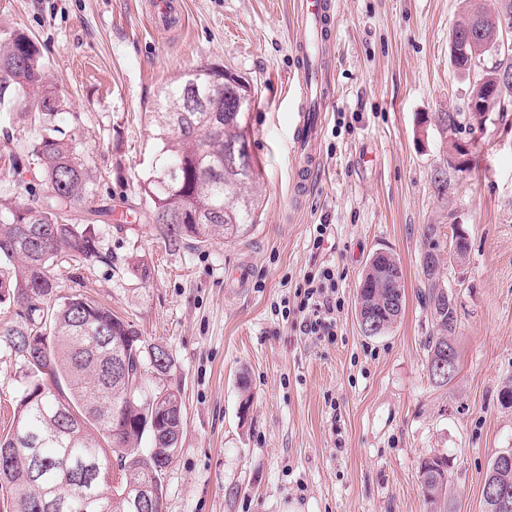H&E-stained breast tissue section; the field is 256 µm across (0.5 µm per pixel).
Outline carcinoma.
<instances>
[{"label": "carcinoma", "mask_w": 512, "mask_h": 512, "mask_svg": "<svg viewBox=\"0 0 512 512\" xmlns=\"http://www.w3.org/2000/svg\"><path fill=\"white\" fill-rule=\"evenodd\" d=\"M493 26L485 7L468 11L455 31L466 33L476 19ZM221 69L201 65L164 90L151 119L162 148L140 184L146 223L174 245L198 247L232 240L257 223L261 179L250 151L235 163L225 162L230 145L251 147L248 113L235 111L232 96L206 97L209 81ZM64 100L48 73L37 43L22 31L0 34V120L21 130L39 128L32 140L4 135L0 165L16 174L38 166L47 194L0 209V305L15 309L6 342L25 369L14 409V429L0 437L11 449V478L0 481V497L18 503L16 512H131L127 496L151 488L156 500L147 512H164L163 475L173 456L158 457L153 448H174L184 428L179 391L169 390L168 412L151 400L161 390H147V342L133 324L82 295L59 301L50 270L69 261L81 265L102 261L95 217L109 209H90L79 221L65 213L78 211L90 198L92 179L75 138L57 118ZM443 132L467 134L471 113L441 112ZM396 270L381 279V267ZM424 302L434 331L425 339L426 368L432 370L440 346L458 327L457 309L441 302L436 267L422 270ZM357 318L372 317L378 334L398 321L405 302L403 270L388 252L370 257L357 290ZM24 336L45 337V355L33 363L16 344ZM42 397L25 402L28 391ZM149 447H141L142 441ZM117 462L116 485L100 480L99 471ZM450 461L443 455L423 458L418 488L428 512H451L448 500ZM486 478L512 502V469L487 472Z\"/></svg>", "instance_id": "cac0c4a2"}]
</instances>
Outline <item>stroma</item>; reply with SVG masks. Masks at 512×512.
I'll return each instance as SVG.
<instances>
[{"label":"stroma","instance_id":"stroma-1","mask_svg":"<svg viewBox=\"0 0 512 512\" xmlns=\"http://www.w3.org/2000/svg\"><path fill=\"white\" fill-rule=\"evenodd\" d=\"M0 0V33L36 40L94 176L90 203L111 255L55 266L60 297L82 294L132 322L173 358L150 387L180 390L184 431L164 475L166 512H425L419 461L447 455L456 512H485L494 456L512 448V408L497 393L512 376V93L506 119L487 122L475 167L449 171L437 115L466 101L450 40L469 0H335L325 54L335 87L319 141L322 170L292 205L294 0ZM213 65L254 94L251 150L262 167L260 220L232 242L171 247L133 207L161 147L148 117L186 72ZM326 225L315 244L316 225ZM469 235L465 260L442 263L456 292L460 362L448 385L426 369L433 332L421 296L423 228ZM386 251L405 278L403 314L365 335L355 302L370 256ZM149 266L148 277L136 271ZM337 272L343 303L333 338L302 335L287 311L320 265ZM253 393L239 411L240 377ZM23 364L0 340V434L13 428Z\"/></svg>","mask_w":512,"mask_h":512}]
</instances>
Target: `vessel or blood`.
Wrapping results in <instances>:
<instances>
[{
	"instance_id": "1",
	"label": "vessel or blood",
	"mask_w": 512,
	"mask_h": 512,
	"mask_svg": "<svg viewBox=\"0 0 512 512\" xmlns=\"http://www.w3.org/2000/svg\"><path fill=\"white\" fill-rule=\"evenodd\" d=\"M296 14L301 23L313 24L319 40H329L334 21L332 0H296ZM296 58L299 64V80L295 87L297 119L291 147L295 159L291 198L299 203L309 194L321 167L317 145L324 110L334 93V87L324 73L317 71L306 45H299Z\"/></svg>"
}]
</instances>
